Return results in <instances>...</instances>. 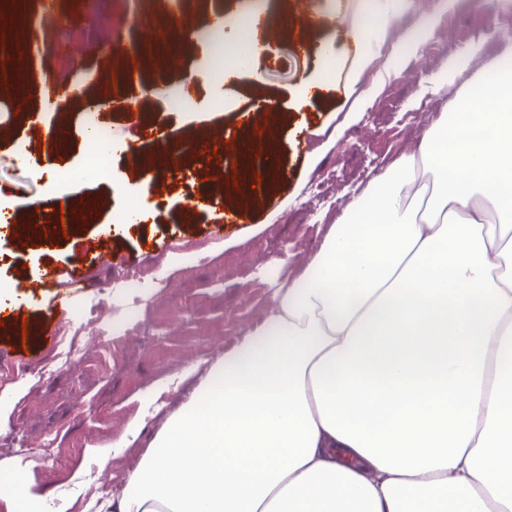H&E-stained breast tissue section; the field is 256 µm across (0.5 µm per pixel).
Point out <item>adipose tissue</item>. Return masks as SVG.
<instances>
[{"instance_id":"obj_1","label":"adipose tissue","mask_w":512,"mask_h":512,"mask_svg":"<svg viewBox=\"0 0 512 512\" xmlns=\"http://www.w3.org/2000/svg\"><path fill=\"white\" fill-rule=\"evenodd\" d=\"M411 0L351 17L353 79ZM446 60L418 150L371 178L90 512H512V37ZM434 186L422 209L417 171ZM0 471L6 512H37Z\"/></svg>"}]
</instances>
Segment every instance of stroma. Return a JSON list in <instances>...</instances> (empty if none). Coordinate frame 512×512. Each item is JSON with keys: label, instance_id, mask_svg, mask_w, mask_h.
Returning a JSON list of instances; mask_svg holds the SVG:
<instances>
[{"label": "stroma", "instance_id": "1", "mask_svg": "<svg viewBox=\"0 0 512 512\" xmlns=\"http://www.w3.org/2000/svg\"><path fill=\"white\" fill-rule=\"evenodd\" d=\"M81 2L79 21L62 26L48 23L33 0H0V30L7 43L22 49L1 72L11 80L48 72L92 96L109 86L106 120L113 134L128 135L140 115H151L164 126L165 145L182 152L184 163L159 188L119 155L110 158L109 179L83 178L91 155L80 134L87 106L66 96L44 114L32 87L20 95L23 111L10 115L12 132L0 136V207L17 215L21 229L53 222L58 201L75 209L95 202L67 236L37 235L22 250L0 240V283L19 286L48 264L79 265L90 240L103 241L116 257L111 268L90 269L95 287L70 296L66 316L54 314L56 291L50 288L42 303L25 307V325L0 326V348H26L25 359L36 368L0 382V469L33 471L43 512H80L94 493L124 491L163 419L194 395L199 378L188 375V367L222 355L270 306L276 283L302 271L321 240L320 226L335 222L350 191H362L402 152L416 150L456 91L434 79L440 64L488 30L512 36V0H455L445 10L440 0H415L413 14L436 18L433 38L405 68L374 66L366 72L358 87L367 98L365 110L346 127L343 89L355 47L337 37L330 20L357 9L358 0H229L231 17L248 9L296 19L287 29L260 34L268 51L229 89L197 75L207 61L201 26L212 0ZM413 14L394 21L386 59L408 37ZM174 16L181 31L159 55L141 59L132 81L179 80L188 102L180 112L168 111L160 98L128 100L129 83L114 81L106 69L113 47L127 48L135 40L150 44L154 31ZM326 43L335 48L330 74L320 53ZM321 77L334 93L294 110L290 102L298 86ZM244 111L251 114L246 127L239 120ZM36 113L67 137L61 160L48 161L30 138ZM202 127L261 135L277 162L270 191L255 197L240 222L225 225L219 238L212 234L214 210L184 218L199 195L211 197L214 209L238 205L236 193L211 187L197 162ZM47 165L58 177V192L35 173ZM315 189L321 192L316 207L304 210ZM144 197L153 205V220L125 234L104 233L115 214ZM146 242L155 248L148 258L142 255ZM263 250L269 253L266 264L251 267V255ZM132 274L142 278L133 296L123 286ZM131 308L150 321L158 338L132 362L124 357L135 339L125 319ZM45 441L61 451L54 463L41 456Z\"/></svg>", "mask_w": 512, "mask_h": 512}]
</instances>
